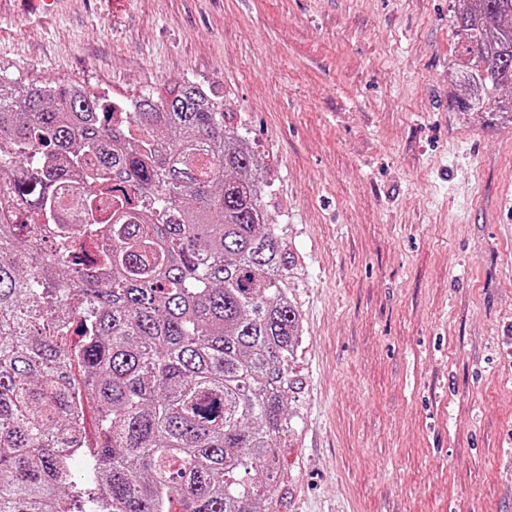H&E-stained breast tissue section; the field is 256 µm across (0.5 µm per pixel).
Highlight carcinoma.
Here are the masks:
<instances>
[{
	"label": "carcinoma",
	"instance_id": "cac0c4a2",
	"mask_svg": "<svg viewBox=\"0 0 512 512\" xmlns=\"http://www.w3.org/2000/svg\"><path fill=\"white\" fill-rule=\"evenodd\" d=\"M464 3L457 107L512 124V0ZM263 188L211 87L0 68V512H279L303 318Z\"/></svg>",
	"mask_w": 512,
	"mask_h": 512
}]
</instances>
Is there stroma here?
I'll use <instances>...</instances> for the list:
<instances>
[{"instance_id": "35a3bbf8", "label": "stroma", "mask_w": 512, "mask_h": 512, "mask_svg": "<svg viewBox=\"0 0 512 512\" xmlns=\"http://www.w3.org/2000/svg\"><path fill=\"white\" fill-rule=\"evenodd\" d=\"M462 0H0L10 76L219 87L298 262L282 512H512V124L462 112Z\"/></svg>"}]
</instances>
